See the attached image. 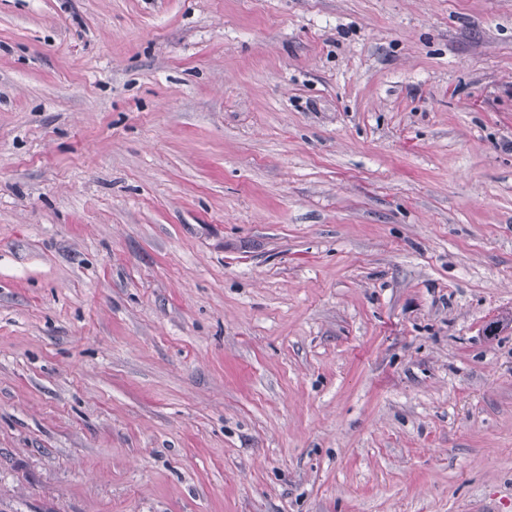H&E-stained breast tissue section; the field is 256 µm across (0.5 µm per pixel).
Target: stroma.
Listing matches in <instances>:
<instances>
[{"label": "stroma", "mask_w": 512, "mask_h": 512, "mask_svg": "<svg viewBox=\"0 0 512 512\" xmlns=\"http://www.w3.org/2000/svg\"><path fill=\"white\" fill-rule=\"evenodd\" d=\"M0 512H512V0H0Z\"/></svg>", "instance_id": "35a3bbf8"}]
</instances>
